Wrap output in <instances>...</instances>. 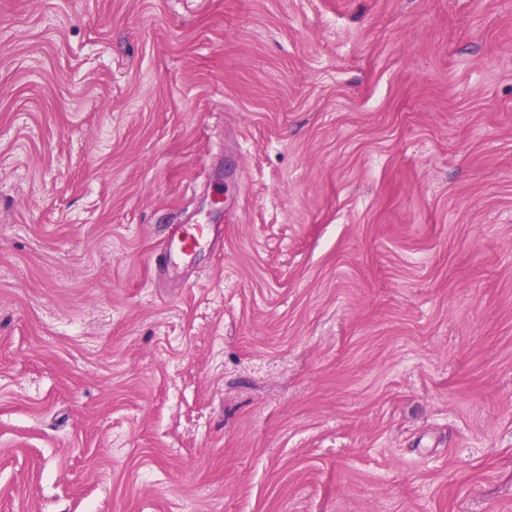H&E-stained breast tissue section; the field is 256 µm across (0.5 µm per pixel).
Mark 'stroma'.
<instances>
[{
	"label": "stroma",
	"mask_w": 512,
	"mask_h": 512,
	"mask_svg": "<svg viewBox=\"0 0 512 512\" xmlns=\"http://www.w3.org/2000/svg\"><path fill=\"white\" fill-rule=\"evenodd\" d=\"M0 512H512V0H0ZM215 228L210 224H170L162 248L155 260L170 263L176 258L192 256L205 244H214Z\"/></svg>",
	"instance_id": "obj_1"
}]
</instances>
